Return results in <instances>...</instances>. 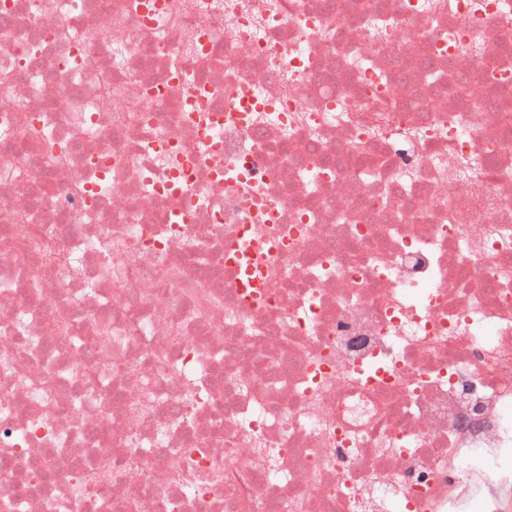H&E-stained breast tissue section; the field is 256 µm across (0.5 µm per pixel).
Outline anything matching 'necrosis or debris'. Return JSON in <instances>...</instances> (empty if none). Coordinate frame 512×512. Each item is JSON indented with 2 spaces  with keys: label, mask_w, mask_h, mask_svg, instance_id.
<instances>
[{
  "label": "necrosis or debris",
  "mask_w": 512,
  "mask_h": 512,
  "mask_svg": "<svg viewBox=\"0 0 512 512\" xmlns=\"http://www.w3.org/2000/svg\"><path fill=\"white\" fill-rule=\"evenodd\" d=\"M468 448L512 0H0V512H500Z\"/></svg>",
  "instance_id": "necrosis-or-debris-1"
}]
</instances>
